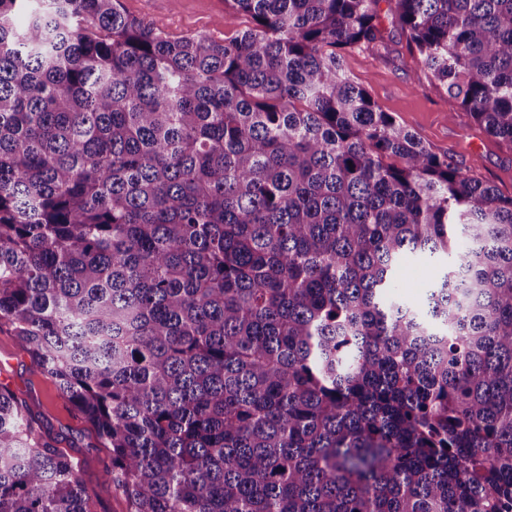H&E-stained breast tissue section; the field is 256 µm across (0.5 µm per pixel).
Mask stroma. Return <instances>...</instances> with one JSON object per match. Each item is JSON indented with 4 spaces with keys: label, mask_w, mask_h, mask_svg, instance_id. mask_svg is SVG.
Wrapping results in <instances>:
<instances>
[{
    "label": "stroma",
    "mask_w": 512,
    "mask_h": 512,
    "mask_svg": "<svg viewBox=\"0 0 512 512\" xmlns=\"http://www.w3.org/2000/svg\"><path fill=\"white\" fill-rule=\"evenodd\" d=\"M131 15L171 38L202 34L229 39L251 26L249 17L233 12L225 0H121ZM382 39L375 48H353L345 54L348 75L366 89L383 111L430 149L450 155L462 172L512 196V145L488 136L464 111L449 112L448 98L422 67L398 18L380 10ZM445 260L404 257L395 271L393 293L407 305L426 308L429 288ZM0 387L30 405L47 437L65 450L79 470L91 512H126L124 495L103 478L110 464L94 430L61 398L51 379L38 372L17 343L10 326L0 324Z\"/></svg>",
    "instance_id": "1"
}]
</instances>
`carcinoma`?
<instances>
[{"mask_svg": "<svg viewBox=\"0 0 512 512\" xmlns=\"http://www.w3.org/2000/svg\"><path fill=\"white\" fill-rule=\"evenodd\" d=\"M0 0V324L95 428L128 512H512V197L344 67L380 0ZM512 144V0H385ZM454 253L422 316L386 296ZM0 512H90L0 389ZM225 0H121L131 15L150 23L171 38L202 34L231 39L252 26L249 17L233 12Z\"/></svg>", "mask_w": 512, "mask_h": 512, "instance_id": "cac0c4a2", "label": "carcinoma"}]
</instances>
